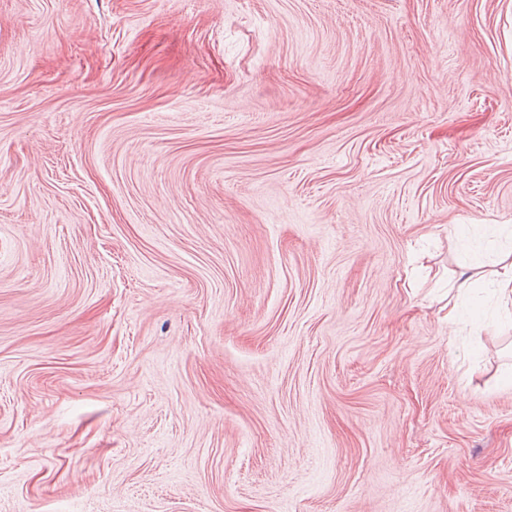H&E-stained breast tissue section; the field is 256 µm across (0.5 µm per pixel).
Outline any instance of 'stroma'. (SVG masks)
Wrapping results in <instances>:
<instances>
[{
    "label": "stroma",
    "mask_w": 512,
    "mask_h": 512,
    "mask_svg": "<svg viewBox=\"0 0 512 512\" xmlns=\"http://www.w3.org/2000/svg\"><path fill=\"white\" fill-rule=\"evenodd\" d=\"M512 0H0V512H512ZM481 275V274H480ZM473 277L474 275L466 276L465 278L460 279L458 277L456 280L448 279V303H446L443 309H448L445 317L448 318V325L453 326L458 317V306L456 302L452 301L451 292L456 290L458 293L463 290H468L473 288L477 281L482 277Z\"/></svg>",
    "instance_id": "35a3bbf8"
}]
</instances>
